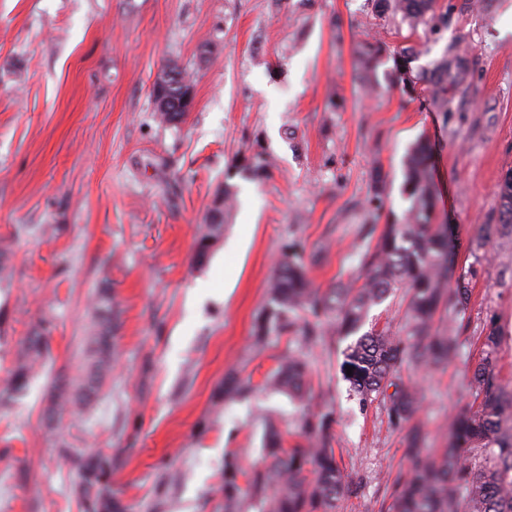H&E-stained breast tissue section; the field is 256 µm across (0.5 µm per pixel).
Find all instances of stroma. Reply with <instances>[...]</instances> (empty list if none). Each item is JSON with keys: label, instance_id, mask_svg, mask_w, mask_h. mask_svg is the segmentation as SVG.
<instances>
[{"label": "stroma", "instance_id": "obj_1", "mask_svg": "<svg viewBox=\"0 0 512 512\" xmlns=\"http://www.w3.org/2000/svg\"><path fill=\"white\" fill-rule=\"evenodd\" d=\"M383 49L364 63L365 43ZM412 56L420 82L398 78ZM188 73L181 121L154 115L152 84ZM444 91L433 95V84ZM428 141L435 221L454 226L453 275L473 264L466 316L503 337L500 380L512 389V233L500 189L512 171V0H437L411 27L375 0H0V378L18 342L46 329L53 368L0 407V512H83L60 442L112 457L128 512H224V465H265L269 427L301 441L304 404L265 384L303 351L314 403L334 410L331 445L356 491L338 512H387L401 436L383 404L360 406L340 372L343 343L302 347L285 331L254 342L267 289L293 241L314 287L357 281L382 227L410 205V147ZM262 163L261 178L243 171ZM386 190L369 202L376 177ZM232 185L224 234L196 263L199 224ZM116 293L117 363L80 421L47 428L56 369L83 371L98 289ZM465 345L419 372L429 440L470 399ZM249 390L219 400L229 375ZM500 209L502 224H484L480 231L484 238L490 240L504 229L512 232V172L503 180L500 191Z\"/></svg>", "mask_w": 512, "mask_h": 512}]
</instances>
